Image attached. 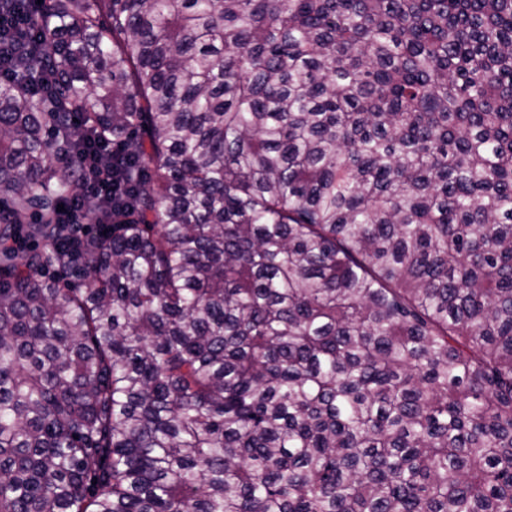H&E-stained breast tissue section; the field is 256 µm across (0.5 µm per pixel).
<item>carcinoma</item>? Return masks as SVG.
<instances>
[{"label": "carcinoma", "instance_id": "cac0c4a2", "mask_svg": "<svg viewBox=\"0 0 512 512\" xmlns=\"http://www.w3.org/2000/svg\"><path fill=\"white\" fill-rule=\"evenodd\" d=\"M7 49L0 512H512V0H41ZM89 136L112 235L15 249Z\"/></svg>", "mask_w": 512, "mask_h": 512}]
</instances>
